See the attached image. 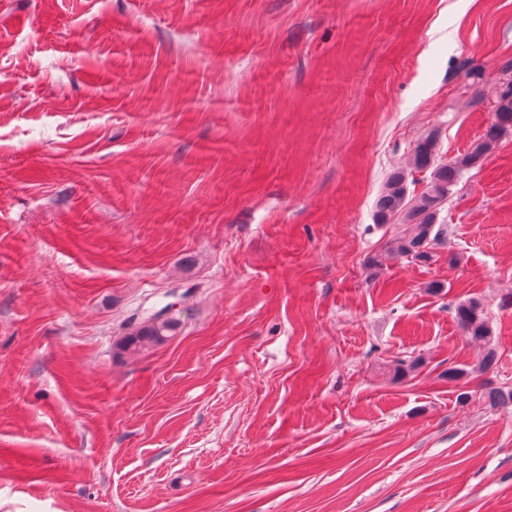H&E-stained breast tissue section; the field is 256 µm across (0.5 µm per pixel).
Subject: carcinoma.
Returning <instances> with one entry per match:
<instances>
[{"instance_id":"carcinoma-1","label":"carcinoma","mask_w":512,"mask_h":512,"mask_svg":"<svg viewBox=\"0 0 512 512\" xmlns=\"http://www.w3.org/2000/svg\"><path fill=\"white\" fill-rule=\"evenodd\" d=\"M509 133H512V61L504 63L500 69L494 119L477 142L466 152L441 162L438 160V135L431 131L418 140L407 169L396 170L387 177L376 202V222L404 225V230L390 246L391 253L412 262L430 261L432 250L445 241L446 229L436 225V221L453 188L466 171L481 166L492 148ZM426 170L430 171L426 187L418 194L409 192V177ZM455 315L465 333L475 340L492 343V329L480 300L471 298L459 303ZM176 327V320L161 310L126 336L117 349L121 354L149 351L165 343Z\"/></svg>"}]
</instances>
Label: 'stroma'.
I'll use <instances>...</instances> for the list:
<instances>
[{
    "label": "stroma",
    "instance_id": "1",
    "mask_svg": "<svg viewBox=\"0 0 512 512\" xmlns=\"http://www.w3.org/2000/svg\"><path fill=\"white\" fill-rule=\"evenodd\" d=\"M510 59L512 0H0V512H512V136L430 263L374 219ZM455 315L465 333L475 340L490 344L483 362L484 368L490 367L497 358V351L493 347L492 329L486 319L483 303L476 298L461 302L455 308ZM165 315L161 310L143 321L116 346L119 354L141 353L165 343L177 327L176 320Z\"/></svg>",
    "mask_w": 512,
    "mask_h": 512
}]
</instances>
